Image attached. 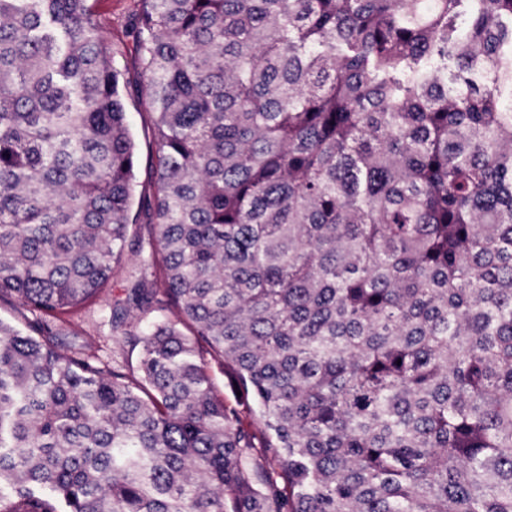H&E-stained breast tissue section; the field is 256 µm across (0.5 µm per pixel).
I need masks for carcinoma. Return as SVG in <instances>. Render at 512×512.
<instances>
[{
	"label": "carcinoma",
	"mask_w": 512,
	"mask_h": 512,
	"mask_svg": "<svg viewBox=\"0 0 512 512\" xmlns=\"http://www.w3.org/2000/svg\"><path fill=\"white\" fill-rule=\"evenodd\" d=\"M133 2L0 0V512H512V0ZM128 121L132 135L137 144L136 172L139 185H144L149 179V156L150 148L148 138L145 135L144 118L139 112H129ZM125 279V273L113 278L102 298L71 318L70 324L66 326V331L70 335L75 334L88 341L91 344L92 352L111 365L113 357L120 362L123 357H127L126 349L122 347L121 342L115 338L112 339V333L107 325L112 303L125 297ZM204 360L207 364L209 374L213 379L217 392L224 397V402L231 406H237L239 403H242L240 396L236 394V389L231 383L229 377L224 373L221 366L216 361L212 360L207 354H204Z\"/></svg>",
	"instance_id": "cac0c4a2"
}]
</instances>
